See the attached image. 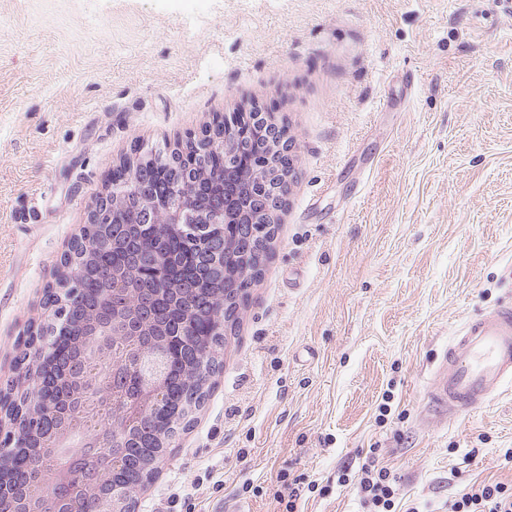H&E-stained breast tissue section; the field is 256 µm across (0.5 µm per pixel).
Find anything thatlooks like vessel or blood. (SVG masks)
<instances>
[{
  "label": "vessel or blood",
  "mask_w": 512,
  "mask_h": 512,
  "mask_svg": "<svg viewBox=\"0 0 512 512\" xmlns=\"http://www.w3.org/2000/svg\"><path fill=\"white\" fill-rule=\"evenodd\" d=\"M512 381V302L467 320L429 388V409L458 418L486 406Z\"/></svg>",
  "instance_id": "obj_1"
}]
</instances>
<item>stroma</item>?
Listing matches in <instances>:
<instances>
[{
	"label": "stroma",
	"mask_w": 512,
	"mask_h": 512,
	"mask_svg": "<svg viewBox=\"0 0 512 512\" xmlns=\"http://www.w3.org/2000/svg\"><path fill=\"white\" fill-rule=\"evenodd\" d=\"M262 110L297 179L223 369L139 512H393L512 483V383L458 419L429 382L512 301L506 0H0V387L43 287L137 146ZM362 471L358 492L364 504L374 508L370 512H391L395 490L389 470L376 467L372 460L362 466Z\"/></svg>",
	"instance_id": "1"
}]
</instances>
